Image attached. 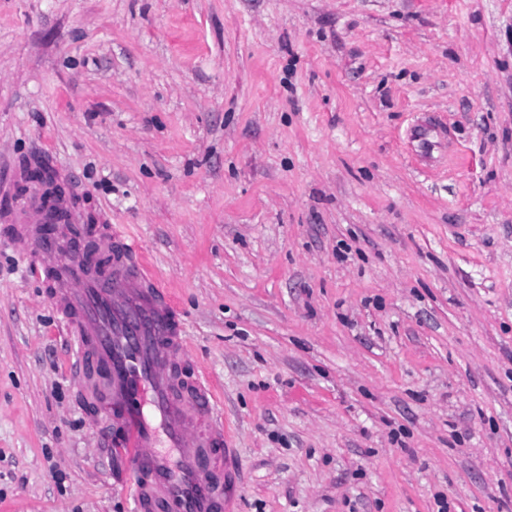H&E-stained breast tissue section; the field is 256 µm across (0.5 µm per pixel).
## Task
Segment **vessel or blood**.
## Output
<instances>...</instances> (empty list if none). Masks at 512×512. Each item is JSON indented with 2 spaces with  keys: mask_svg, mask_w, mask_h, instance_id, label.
Masks as SVG:
<instances>
[{
  "mask_svg": "<svg viewBox=\"0 0 512 512\" xmlns=\"http://www.w3.org/2000/svg\"><path fill=\"white\" fill-rule=\"evenodd\" d=\"M22 214L28 225L13 245L32 259L77 348L79 392L117 426L108 445L119 466L132 468L135 512H237L242 487L228 426L208 380L176 395L187 339L143 244L116 225L97 231L69 192ZM89 242L96 257L111 258V273H90Z\"/></svg>",
  "mask_w": 512,
  "mask_h": 512,
  "instance_id": "1",
  "label": "vessel or blood"
}]
</instances>
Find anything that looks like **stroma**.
I'll return each instance as SVG.
<instances>
[{
	"instance_id": "35a3bbf8",
	"label": "stroma",
	"mask_w": 512,
	"mask_h": 512,
	"mask_svg": "<svg viewBox=\"0 0 512 512\" xmlns=\"http://www.w3.org/2000/svg\"><path fill=\"white\" fill-rule=\"evenodd\" d=\"M141 241L240 512H512V0H0V183ZM0 225V512H132Z\"/></svg>"
}]
</instances>
